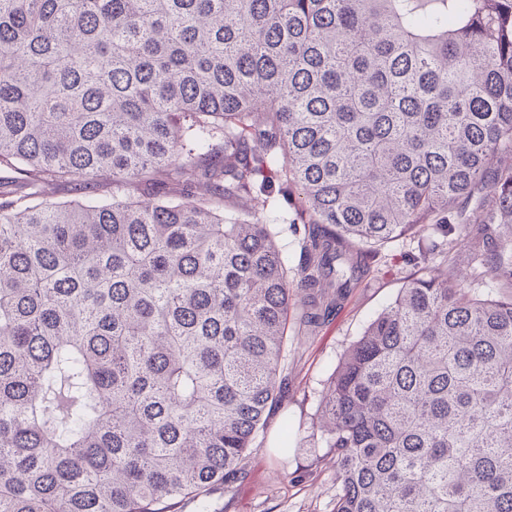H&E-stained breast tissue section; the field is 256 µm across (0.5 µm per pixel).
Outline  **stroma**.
Segmentation results:
<instances>
[{
    "instance_id": "stroma-1",
    "label": "stroma",
    "mask_w": 512,
    "mask_h": 512,
    "mask_svg": "<svg viewBox=\"0 0 512 512\" xmlns=\"http://www.w3.org/2000/svg\"><path fill=\"white\" fill-rule=\"evenodd\" d=\"M418 240L406 235L382 251L375 271L311 336L288 339V390L269 412L267 431L248 452L244 473L210 497L211 512H335L336 475L316 415L331 374L371 316L390 303L404 284ZM293 427V451H278L281 425Z\"/></svg>"
}]
</instances>
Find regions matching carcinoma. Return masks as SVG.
<instances>
[{
    "mask_svg": "<svg viewBox=\"0 0 512 512\" xmlns=\"http://www.w3.org/2000/svg\"><path fill=\"white\" fill-rule=\"evenodd\" d=\"M2 167L0 512H209L406 234L319 405L336 512H512V0H0ZM103 189L105 188L98 187V185L95 182L82 186L81 191L83 193H79V191H76L74 185L67 182H54L52 184H49L45 188L48 195L58 200H70L78 198L79 196L92 195L94 193L101 192V190Z\"/></svg>",
    "mask_w": 512,
    "mask_h": 512,
    "instance_id": "cac0c4a2",
    "label": "carcinoma"
}]
</instances>
